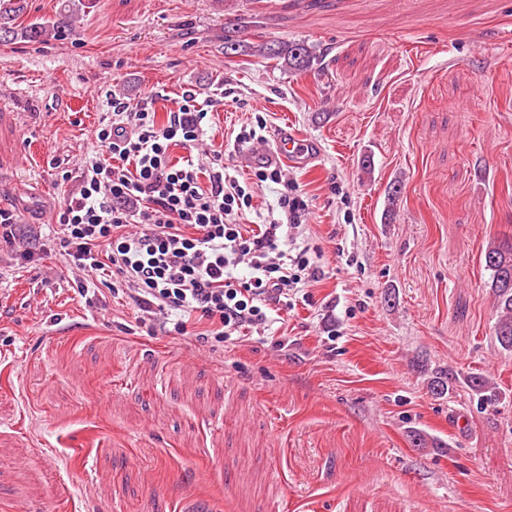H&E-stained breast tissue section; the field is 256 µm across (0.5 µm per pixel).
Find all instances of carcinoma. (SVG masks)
Returning <instances> with one entry per match:
<instances>
[{"label": "carcinoma", "mask_w": 512, "mask_h": 512, "mask_svg": "<svg viewBox=\"0 0 512 512\" xmlns=\"http://www.w3.org/2000/svg\"><path fill=\"white\" fill-rule=\"evenodd\" d=\"M87 8L85 0H70L67 10L59 13L51 21L35 19L26 25L16 23L24 11L21 0H0V41L21 37L32 42H43L66 31L73 18ZM241 29L235 24L232 34L224 37L225 57L239 55L259 56L275 60L281 66L304 72L311 69L315 55L312 47L304 43L266 40L247 42L235 35ZM485 267L491 271V288L497 301L494 334L499 344L506 350H512V235L497 239L487 246L484 253ZM467 386L471 391L484 397L495 394L484 376H470Z\"/></svg>", "instance_id": "cac0c4a2"}]
</instances>
